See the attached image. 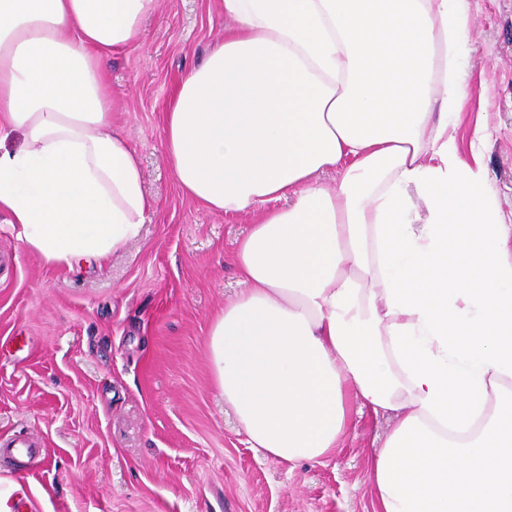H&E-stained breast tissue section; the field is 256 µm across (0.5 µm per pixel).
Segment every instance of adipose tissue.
<instances>
[{"label":"adipose tissue","mask_w":512,"mask_h":512,"mask_svg":"<svg viewBox=\"0 0 512 512\" xmlns=\"http://www.w3.org/2000/svg\"><path fill=\"white\" fill-rule=\"evenodd\" d=\"M156 7L0 0V214L45 264L105 260L155 207L105 61ZM218 7L231 24L174 88L165 155L208 210L267 206L210 327L225 403L291 463L326 458L354 413H395L373 512H512V225L454 128L470 0Z\"/></svg>","instance_id":"ef3b65f1"}]
</instances>
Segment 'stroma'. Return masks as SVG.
Wrapping results in <instances>:
<instances>
[{
    "label": "stroma",
    "mask_w": 512,
    "mask_h": 512,
    "mask_svg": "<svg viewBox=\"0 0 512 512\" xmlns=\"http://www.w3.org/2000/svg\"><path fill=\"white\" fill-rule=\"evenodd\" d=\"M463 157L478 153L512 214V0H471ZM217 0H159L139 46L107 62L112 122L141 158L155 211L139 236L75 272L26 250L0 215V437L35 435L23 512H372L366 460L396 423L367 414L321 461L250 447L211 368L209 330L244 290L232 255L254 222L185 196L164 159L174 87L224 36ZM485 123L483 141L471 133Z\"/></svg>",
    "instance_id": "35a3bbf8"
}]
</instances>
